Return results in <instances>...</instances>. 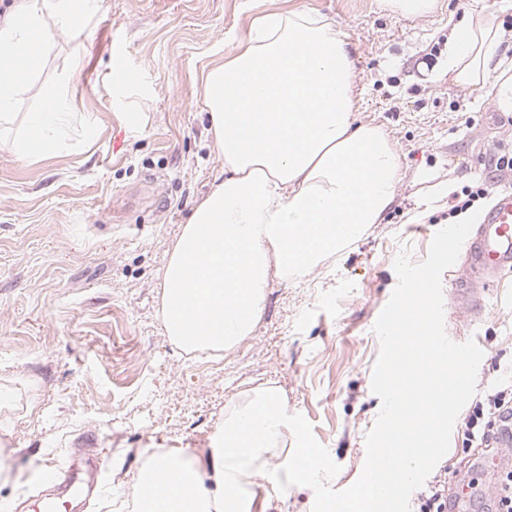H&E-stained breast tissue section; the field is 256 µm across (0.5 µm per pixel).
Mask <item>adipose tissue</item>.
<instances>
[{
  "label": "adipose tissue",
  "mask_w": 512,
  "mask_h": 512,
  "mask_svg": "<svg viewBox=\"0 0 512 512\" xmlns=\"http://www.w3.org/2000/svg\"><path fill=\"white\" fill-rule=\"evenodd\" d=\"M494 15L448 41V73L492 85L512 112V75L493 74ZM353 67L326 18L267 12L206 75L202 94L223 175L192 212L162 277L161 319L186 352H220L251 335L271 276L299 279L368 225L380 223L400 180V157L377 126L354 125ZM288 412L261 384L224 413L204 460L152 450L132 483L134 512H251L252 478L287 458ZM162 493L145 499L140 479Z\"/></svg>",
  "instance_id": "obj_1"
}]
</instances>
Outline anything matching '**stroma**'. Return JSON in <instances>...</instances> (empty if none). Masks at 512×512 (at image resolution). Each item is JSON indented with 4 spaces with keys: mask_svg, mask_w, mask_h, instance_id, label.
<instances>
[{
    "mask_svg": "<svg viewBox=\"0 0 512 512\" xmlns=\"http://www.w3.org/2000/svg\"><path fill=\"white\" fill-rule=\"evenodd\" d=\"M81 33L57 32L43 78L82 50L69 75L74 114L95 122L78 150L29 159L0 150V512L40 495V472L91 437L96 490L82 512H130V485L148 451L202 455L226 407L278 384L289 412L313 426L341 467L360 476L381 402L371 391L374 324L397 285L394 263L423 262L455 196L489 188V157L512 150V115L494 89L455 84L448 37L494 14L512 60V0H435L403 16L389 0H100ZM267 10L320 14L347 44L353 118L380 127L401 159L381 223L299 280L271 277L251 336L219 354L184 353L161 321L162 272L192 209L224 169L208 133L201 80ZM122 52L133 82L114 75ZM434 55L426 66V55ZM141 115L139 128L120 122ZM479 319L445 315L447 335L483 352L478 390L512 366V271L490 286ZM251 512H312L315 494L278 493L266 476Z\"/></svg>",
    "mask_w": 512,
    "mask_h": 512,
    "instance_id": "stroma-1",
    "label": "stroma"
}]
</instances>
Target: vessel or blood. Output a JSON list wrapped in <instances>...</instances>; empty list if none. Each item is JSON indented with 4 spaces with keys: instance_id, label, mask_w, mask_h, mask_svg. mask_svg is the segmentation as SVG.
<instances>
[{
    "instance_id": "b4317fda",
    "label": "vessel or blood",
    "mask_w": 512,
    "mask_h": 512,
    "mask_svg": "<svg viewBox=\"0 0 512 512\" xmlns=\"http://www.w3.org/2000/svg\"><path fill=\"white\" fill-rule=\"evenodd\" d=\"M461 253L463 274L455 283L454 300L478 312L490 284L512 270V189L493 193Z\"/></svg>"
}]
</instances>
